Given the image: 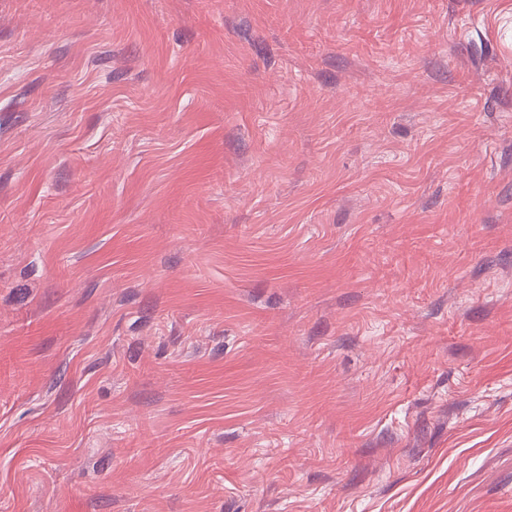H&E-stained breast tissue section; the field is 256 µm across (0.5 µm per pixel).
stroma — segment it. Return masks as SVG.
<instances>
[{"instance_id":"35a3bbf8","label":"stroma","mask_w":512,"mask_h":512,"mask_svg":"<svg viewBox=\"0 0 512 512\" xmlns=\"http://www.w3.org/2000/svg\"><path fill=\"white\" fill-rule=\"evenodd\" d=\"M0 512H512V0H0Z\"/></svg>"}]
</instances>
